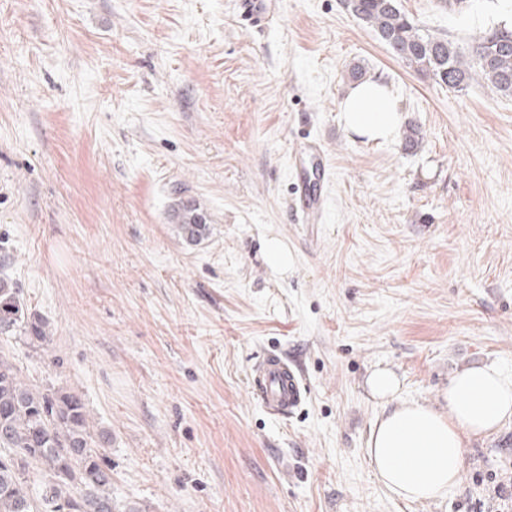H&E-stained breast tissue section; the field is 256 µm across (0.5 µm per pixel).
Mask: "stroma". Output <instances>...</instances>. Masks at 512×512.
<instances>
[{"label":"stroma","instance_id":"obj_1","mask_svg":"<svg viewBox=\"0 0 512 512\" xmlns=\"http://www.w3.org/2000/svg\"><path fill=\"white\" fill-rule=\"evenodd\" d=\"M235 2L0 0V272L49 333L0 352L81 395L115 512H512V422L435 502L396 497L365 454L376 367L435 407L463 369L512 374V96L419 74L342 0H275L259 28ZM400 4L462 43L512 26V0ZM356 65L417 148L346 130ZM305 137L334 169L320 224L292 211ZM270 353L309 387L295 414L251 392ZM174 219L188 241H196L208 230L205 214L192 200H179L173 207ZM265 259L274 271L288 269V249L277 239H268L265 243Z\"/></svg>","mask_w":512,"mask_h":512}]
</instances>
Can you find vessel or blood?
I'll return each instance as SVG.
<instances>
[{
  "instance_id": "b4317fda",
  "label": "vessel or blood",
  "mask_w": 512,
  "mask_h": 512,
  "mask_svg": "<svg viewBox=\"0 0 512 512\" xmlns=\"http://www.w3.org/2000/svg\"><path fill=\"white\" fill-rule=\"evenodd\" d=\"M291 170L298 192L300 222L321 223L327 206L325 188L333 177L321 144L300 142L292 153ZM252 392L267 411L282 415L301 407L308 390L299 370L271 354L253 370Z\"/></svg>"
}]
</instances>
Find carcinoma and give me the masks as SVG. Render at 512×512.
I'll list each match as a JSON object with an SVG mask.
<instances>
[{"mask_svg":"<svg viewBox=\"0 0 512 512\" xmlns=\"http://www.w3.org/2000/svg\"><path fill=\"white\" fill-rule=\"evenodd\" d=\"M347 11L375 32L391 53L418 73L455 91L480 78L512 96V29L505 26L461 44L420 26L398 0H344ZM188 241L208 230L192 200L173 207ZM47 341L46 324L28 308L10 278L0 277V335ZM81 396L34 390L0 356V512H113L112 467L99 449Z\"/></svg>","mask_w":512,"mask_h":512,"instance_id":"carcinoma-1","label":"carcinoma"}]
</instances>
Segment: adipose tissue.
<instances>
[{
	"label": "adipose tissue",
	"mask_w": 512,
	"mask_h": 512,
	"mask_svg": "<svg viewBox=\"0 0 512 512\" xmlns=\"http://www.w3.org/2000/svg\"><path fill=\"white\" fill-rule=\"evenodd\" d=\"M341 112L349 131L373 141L393 139L402 122L398 100L378 77L350 86ZM367 385L372 398L390 407L370 431L367 461L375 477L408 502L447 496L468 440L512 422V377L494 365L456 374L441 408L404 400L398 376L387 368L372 371Z\"/></svg>",
	"instance_id": "obj_1"
}]
</instances>
